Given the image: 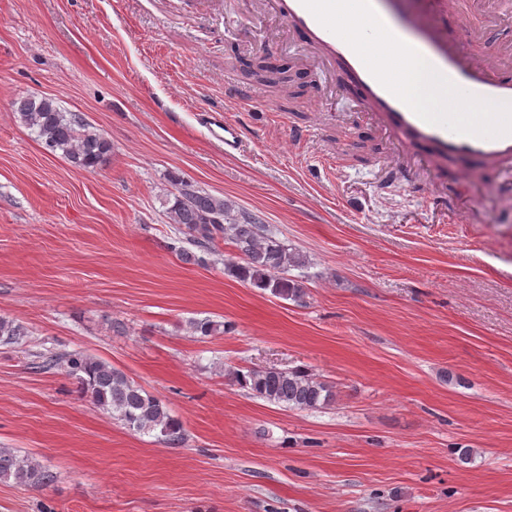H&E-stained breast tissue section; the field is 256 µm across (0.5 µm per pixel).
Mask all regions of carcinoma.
<instances>
[{
	"mask_svg": "<svg viewBox=\"0 0 512 512\" xmlns=\"http://www.w3.org/2000/svg\"><path fill=\"white\" fill-rule=\"evenodd\" d=\"M243 75L265 83L273 95L291 99L296 109L306 107V102L291 91L294 75L265 58H254ZM16 112L47 150L61 152L79 170L94 172L112 153V142L103 133L90 128L80 115L64 112L53 98L22 99ZM166 218L194 247L207 249L219 239L230 242L237 258L226 259L224 266L237 278L286 300L299 301L305 295L302 285L288 277L291 268L303 266V255L276 238L267 225L243 210H235L224 198L182 181L166 209ZM29 336L24 325L0 316V344L21 347ZM33 365L43 372L64 367L82 394L129 429L141 433L157 430L161 441L171 448L184 442L182 425L170 416L162 401L147 394L112 364L82 351L59 353L46 349L36 353ZM239 380L253 396L287 409H319L332 401V386L302 370L254 369ZM10 480L23 486L47 485L54 481V475L12 449L0 448V481Z\"/></svg>",
	"mask_w": 512,
	"mask_h": 512,
	"instance_id": "cac0c4a2",
	"label": "carcinoma"
}]
</instances>
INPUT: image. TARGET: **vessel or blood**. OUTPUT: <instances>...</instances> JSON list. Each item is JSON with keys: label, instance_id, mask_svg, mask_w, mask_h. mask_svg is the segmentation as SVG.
Masks as SVG:
<instances>
[{"label": "vessel or blood", "instance_id": "1", "mask_svg": "<svg viewBox=\"0 0 512 512\" xmlns=\"http://www.w3.org/2000/svg\"><path fill=\"white\" fill-rule=\"evenodd\" d=\"M395 0H268L269 10L321 63L343 71L371 119L403 156L512 166V81L472 63L425 14L394 25ZM224 153H241L248 132L220 116Z\"/></svg>", "mask_w": 512, "mask_h": 512}]
</instances>
